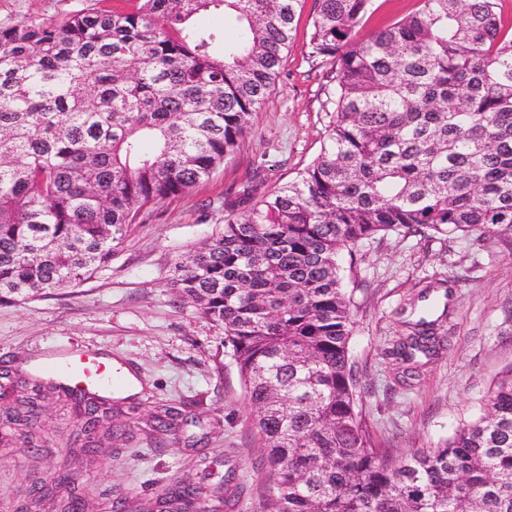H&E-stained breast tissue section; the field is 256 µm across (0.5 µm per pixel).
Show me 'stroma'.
I'll list each match as a JSON object with an SVG mask.
<instances>
[{"mask_svg":"<svg viewBox=\"0 0 512 512\" xmlns=\"http://www.w3.org/2000/svg\"><path fill=\"white\" fill-rule=\"evenodd\" d=\"M131 0H0V26L56 22L89 8L132 9ZM316 0H301L295 42L239 151L187 193L144 210L111 264L72 288L28 301L0 302V368L14 372L15 395L34 379L32 361L55 352L111 351L138 378L136 394H113L112 456L69 444L82 406L50 396L37 447H0V512H17L34 484L77 472L40 512H61L82 498L84 512H126L154 505L168 484L200 488L231 476L223 512H270L273 480L251 424V406L224 352V330L170 286L189 250L224 227V204L250 186L267 193L295 179L320 153L333 113L327 66L308 54ZM355 332L352 359L363 416L394 460L436 447L474 420L487 392L512 368V247L496 239L380 236L341 260ZM432 321L442 343L429 358L403 360L398 344L413 322ZM185 414L158 445L155 413Z\"/></svg>","mask_w":512,"mask_h":512,"instance_id":"35a3bbf8","label":"stroma"}]
</instances>
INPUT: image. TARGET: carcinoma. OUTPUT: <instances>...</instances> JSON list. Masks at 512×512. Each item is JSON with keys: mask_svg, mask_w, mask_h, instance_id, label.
Returning a JSON list of instances; mask_svg holds the SVG:
<instances>
[{"mask_svg": "<svg viewBox=\"0 0 512 512\" xmlns=\"http://www.w3.org/2000/svg\"><path fill=\"white\" fill-rule=\"evenodd\" d=\"M0 27V300L92 278L143 209L234 156L293 47L300 0H136ZM375 0H316L328 140L298 177L188 254L173 286L224 328L273 479V512H512V369L435 448L390 461L359 409L340 257L381 233L512 243V34L498 0H420L360 35ZM221 10L236 40L197 29ZM423 328L399 347L431 355ZM52 383L3 424L33 439ZM174 408L153 417L161 437ZM176 482L168 512H209Z\"/></svg>", "mask_w": 512, "mask_h": 512, "instance_id": "1", "label": "carcinoma"}]
</instances>
